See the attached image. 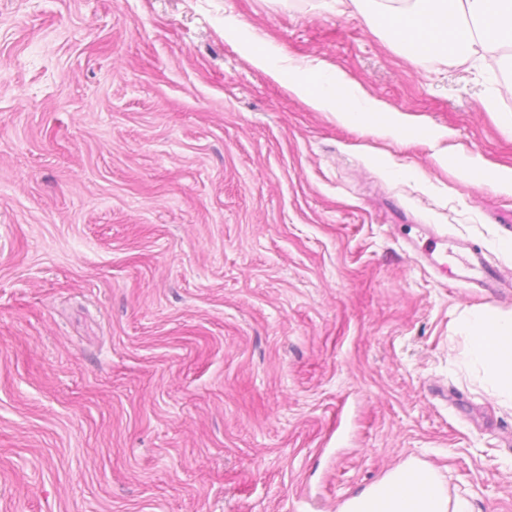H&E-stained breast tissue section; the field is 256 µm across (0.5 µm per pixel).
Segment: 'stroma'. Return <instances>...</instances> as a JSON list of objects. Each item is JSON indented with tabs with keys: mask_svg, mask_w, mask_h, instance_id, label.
I'll use <instances>...</instances> for the list:
<instances>
[{
	"mask_svg": "<svg viewBox=\"0 0 512 512\" xmlns=\"http://www.w3.org/2000/svg\"><path fill=\"white\" fill-rule=\"evenodd\" d=\"M431 130L257 69L225 17ZM408 61L323 0H0V512H338L406 460L512 512V407L467 356L512 293V63ZM496 111H488V101ZM443 163L446 168H454L458 171L459 176L464 181H472L474 178L485 179L484 171L481 167L476 165L464 164L459 158L452 153H445ZM493 177L491 175L486 176V182L490 183ZM462 260L464 268L467 271L481 273L480 278L463 276L467 281H477L481 287L489 288L496 293L501 292L502 288H511V285L508 282L503 281L497 272L488 265L481 252L473 250Z\"/></svg>",
	"mask_w": 512,
	"mask_h": 512,
	"instance_id": "35a3bbf8",
	"label": "stroma"
}]
</instances>
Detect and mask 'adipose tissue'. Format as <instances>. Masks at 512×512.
Returning a JSON list of instances; mask_svg holds the SVG:
<instances>
[{
  "label": "adipose tissue",
  "mask_w": 512,
  "mask_h": 512,
  "mask_svg": "<svg viewBox=\"0 0 512 512\" xmlns=\"http://www.w3.org/2000/svg\"><path fill=\"white\" fill-rule=\"evenodd\" d=\"M371 4L366 22L381 20L396 51L413 59L438 57L477 62L486 52L512 50V0H351ZM253 65L319 112L359 127L367 116L382 113L385 126L409 142L426 133L396 110L369 97L345 73L289 61L259 36L244 39ZM469 354L502 402L512 404V315L477 311L471 316ZM340 512H471L467 501L450 500L444 486L419 461L411 459L376 484L346 501Z\"/></svg>",
  "instance_id": "adipose-tissue-1"
}]
</instances>
